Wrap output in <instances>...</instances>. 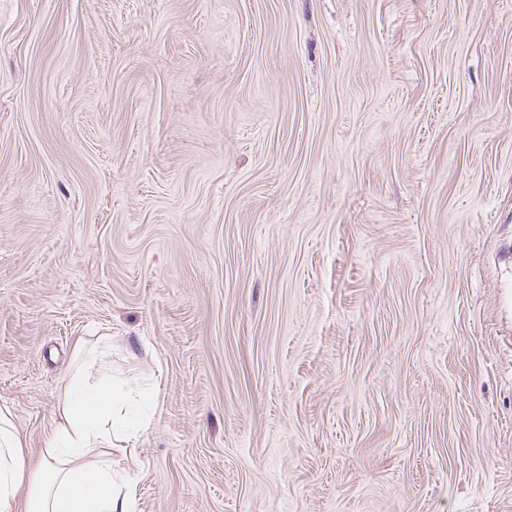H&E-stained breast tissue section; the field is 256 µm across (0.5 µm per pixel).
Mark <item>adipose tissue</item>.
<instances>
[{
	"instance_id": "ef3b65f1",
	"label": "adipose tissue",
	"mask_w": 512,
	"mask_h": 512,
	"mask_svg": "<svg viewBox=\"0 0 512 512\" xmlns=\"http://www.w3.org/2000/svg\"><path fill=\"white\" fill-rule=\"evenodd\" d=\"M107 346L87 349L83 370L66 382L60 420L50 430L44 463L32 468L25 438L13 424L8 407L0 406V512H15L20 488H27L25 512H124L113 480L112 453L123 450L139 423L135 412L116 417L118 397L97 383L92 371L107 357Z\"/></svg>"
}]
</instances>
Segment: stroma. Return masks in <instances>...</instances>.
<instances>
[{"label": "stroma", "mask_w": 512, "mask_h": 512, "mask_svg": "<svg viewBox=\"0 0 512 512\" xmlns=\"http://www.w3.org/2000/svg\"><path fill=\"white\" fill-rule=\"evenodd\" d=\"M80 338L129 512H512V0H0L32 460Z\"/></svg>", "instance_id": "obj_1"}]
</instances>
